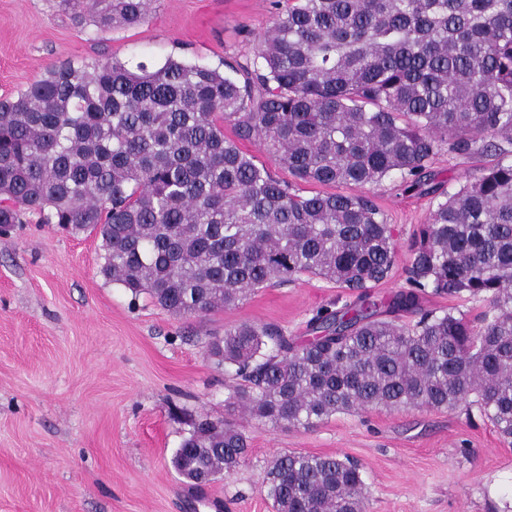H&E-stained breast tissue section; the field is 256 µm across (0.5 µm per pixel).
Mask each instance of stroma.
Returning <instances> with one entry per match:
<instances>
[{
  "instance_id": "1",
  "label": "stroma",
  "mask_w": 512,
  "mask_h": 512,
  "mask_svg": "<svg viewBox=\"0 0 512 512\" xmlns=\"http://www.w3.org/2000/svg\"><path fill=\"white\" fill-rule=\"evenodd\" d=\"M275 12L276 0H153L146 21L96 31L58 0H0V99L62 63L246 64ZM493 162L444 148L431 182L453 193ZM346 191L373 197L394 228L395 265L372 288L390 299L406 286L409 246L434 198L397 175ZM102 255L99 236L33 217L0 233V512H274L264 478L282 452L358 461L369 512H512V443L475 404L344 412L308 429L245 417L248 464L186 481L172 458L191 421L224 418L236 385L208 342L245 321L300 339L318 310L357 294L304 275L181 318L106 280Z\"/></svg>"
}]
</instances>
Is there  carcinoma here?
<instances>
[{"label": "carcinoma", "instance_id": "cac0c4a2", "mask_svg": "<svg viewBox=\"0 0 512 512\" xmlns=\"http://www.w3.org/2000/svg\"><path fill=\"white\" fill-rule=\"evenodd\" d=\"M152 0H60L79 27L145 21ZM227 70L169 58L48 71L0 100V227L36 215L95 232L102 274L178 317L314 275L360 292L301 340L243 322L208 345L239 383L227 417L192 423L173 464L195 484L249 459L232 415L310 428L340 412L476 404L512 439V163L435 197L387 313L366 290L395 261L366 195L303 193L241 150L257 139L297 181L424 184L443 146L512 145V0H288L255 58ZM233 125L237 138L224 136ZM466 293L473 320L422 305ZM277 512H367L361 468L289 452L266 474Z\"/></svg>", "mask_w": 512, "mask_h": 512}]
</instances>
